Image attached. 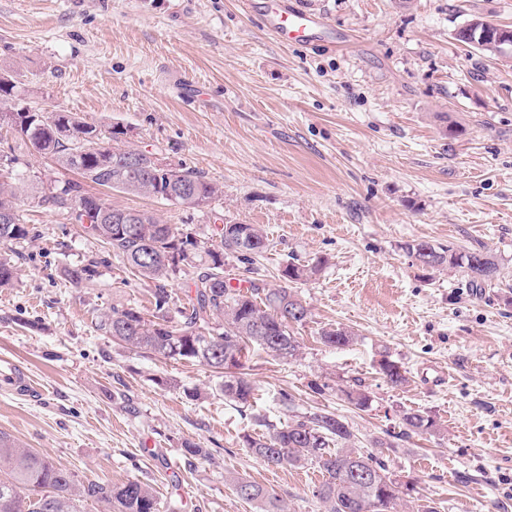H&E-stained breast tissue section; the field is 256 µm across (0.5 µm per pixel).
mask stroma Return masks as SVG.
Instances as JSON below:
<instances>
[{"instance_id":"obj_1","label":"stroma","mask_w":512,"mask_h":512,"mask_svg":"<svg viewBox=\"0 0 512 512\" xmlns=\"http://www.w3.org/2000/svg\"><path fill=\"white\" fill-rule=\"evenodd\" d=\"M336 36L283 47L244 0H0V72L34 106L76 114L123 143L220 185L209 206L171 205L115 190L215 247L217 226L260 225L269 247L233 277L271 287L288 262L324 260L293 283L311 316L294 332V361L253 348L244 370L258 387L240 409L213 391L211 369L129 351L93 318L132 303L154 315L150 285L106 255L68 214L28 191L18 201L35 232L0 245L19 269L0 288V356L45 389L0 387V432L79 479L153 485L180 512H255L225 477L272 489L288 512H324L317 468L270 467L243 448L254 414L344 417L357 447L375 451L437 512H512V55L459 42L471 15L512 26V0H306ZM485 248L499 277L481 290L461 273L413 265L406 242ZM98 260L70 285L66 264ZM332 323L359 339L318 343ZM388 351L407 372L393 388L375 370ZM357 377L373 397L354 409L337 390ZM405 409L434 431L375 448ZM208 449L189 457L183 441Z\"/></svg>"}]
</instances>
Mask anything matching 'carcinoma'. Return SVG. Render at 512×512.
<instances>
[{
    "label": "carcinoma",
    "instance_id": "obj_1",
    "mask_svg": "<svg viewBox=\"0 0 512 512\" xmlns=\"http://www.w3.org/2000/svg\"><path fill=\"white\" fill-rule=\"evenodd\" d=\"M2 128L15 141L78 174L80 180L46 186L16 169L12 146L0 150V171L10 175V180H0V245H17L30 238L32 228L21 219L16 201L21 192L32 189L41 194L42 203L67 213L107 254L154 283V319H144L131 304L114 306L95 317V327L102 335L132 351L208 366L217 374L216 392L243 408L252 405L257 391L243 372L242 358L251 346L262 347L277 360L299 355L302 346L293 329L305 324L310 315L302 300L286 286L260 288L252 283L241 289L224 275L226 259L249 264L268 249L267 235L259 225L227 221L218 228L219 248H211L196 234L181 231L149 211H137L141 216L137 224H121L115 220L116 207L85 190V185L91 184L158 198L170 205L205 207L221 195L218 185L184 167L172 172L146 163L131 169L124 159L136 151L132 146L89 148L99 136L97 127L68 112L34 109L25 89L9 74L0 76ZM404 249L422 270L463 272L476 289L498 277L499 265L485 249L461 250L427 240H414ZM323 264L322 260L312 265L290 262L281 276L288 281L309 278ZM186 265L199 272L192 278L185 302L179 304L166 282L183 273ZM97 267L98 261L91 259L64 267L63 274L79 287L98 274ZM16 278L17 267L0 259V288L10 287ZM173 308L176 320L170 316ZM317 339L328 348L344 349L357 341V336L347 328L327 325L318 329ZM378 370L393 388L408 381L406 371L387 354L379 360ZM338 390L355 408L371 407V396L360 383L342 384ZM278 400L290 413L288 421L277 426L256 416L267 432L242 436V447L270 466L317 464L322 480L314 486L313 495L325 512H398L404 491L413 486L402 487L375 454L353 447L354 434L345 419L323 409L300 413L288 392L279 393ZM435 427L431 416L404 410L399 417L400 431L391 437L408 438ZM226 479L256 512H286L274 491L240 474L231 473ZM88 499L104 504L109 512H159L161 504L159 492L150 484L138 479L121 484L85 482L0 432V512H81V504Z\"/></svg>",
    "mask_w": 512,
    "mask_h": 512
}]
</instances>
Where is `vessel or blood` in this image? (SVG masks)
Masks as SVG:
<instances>
[{
  "label": "vessel or blood",
  "mask_w": 512,
  "mask_h": 512,
  "mask_svg": "<svg viewBox=\"0 0 512 512\" xmlns=\"http://www.w3.org/2000/svg\"><path fill=\"white\" fill-rule=\"evenodd\" d=\"M259 16L268 34L285 47L308 46L325 34L321 13L293 0H263ZM0 383L29 394L35 390L29 375L6 357L0 358Z\"/></svg>",
  "instance_id": "obj_1"
}]
</instances>
